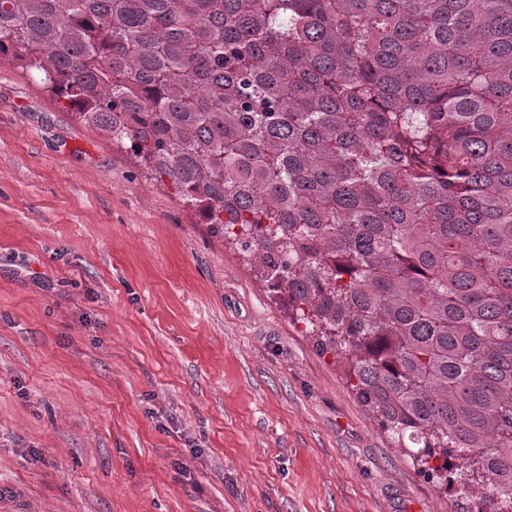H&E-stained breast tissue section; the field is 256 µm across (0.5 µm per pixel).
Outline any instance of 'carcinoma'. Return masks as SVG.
Masks as SVG:
<instances>
[{
    "label": "carcinoma",
    "instance_id": "1",
    "mask_svg": "<svg viewBox=\"0 0 512 512\" xmlns=\"http://www.w3.org/2000/svg\"><path fill=\"white\" fill-rule=\"evenodd\" d=\"M243 254L456 512H512V0H0V59Z\"/></svg>",
    "mask_w": 512,
    "mask_h": 512
}]
</instances>
